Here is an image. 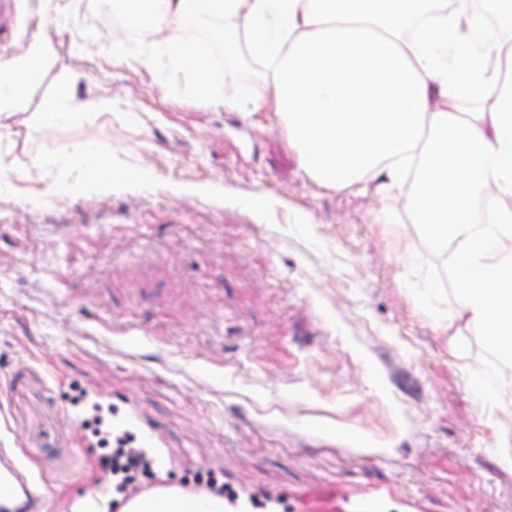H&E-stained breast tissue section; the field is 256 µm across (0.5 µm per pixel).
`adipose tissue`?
Wrapping results in <instances>:
<instances>
[{"label": "adipose tissue", "instance_id": "1", "mask_svg": "<svg viewBox=\"0 0 512 512\" xmlns=\"http://www.w3.org/2000/svg\"><path fill=\"white\" fill-rule=\"evenodd\" d=\"M205 2L232 20L228 43L271 52L282 133L321 188L403 193L422 240L445 255L455 307L441 330L452 354L471 331L500 359L498 406L512 405V0H126L127 28L163 35L209 74L186 29ZM48 37L0 66V112L20 111ZM480 97L464 110L461 93Z\"/></svg>", "mask_w": 512, "mask_h": 512}]
</instances>
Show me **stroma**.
Returning a JSON list of instances; mask_svg holds the SVG:
<instances>
[{
    "label": "stroma",
    "mask_w": 512,
    "mask_h": 512,
    "mask_svg": "<svg viewBox=\"0 0 512 512\" xmlns=\"http://www.w3.org/2000/svg\"><path fill=\"white\" fill-rule=\"evenodd\" d=\"M13 12L0 65L43 25L53 50L24 110L0 119V449L47 486L45 512H71L100 476V449L69 421L76 379L138 404L176 484L220 470L258 491H316L315 510L383 488L382 512H512L498 360L473 333L464 358L449 354L438 324L454 281L402 196L308 179L279 112L252 109L273 85L252 55L213 100L192 99L189 69L160 43L116 48L92 0L55 25L39 0ZM237 83L247 93L225 111ZM66 86L101 106L50 120ZM78 144L122 180L69 164ZM149 257L173 306L106 296Z\"/></svg>",
    "instance_id": "obj_1"
}]
</instances>
